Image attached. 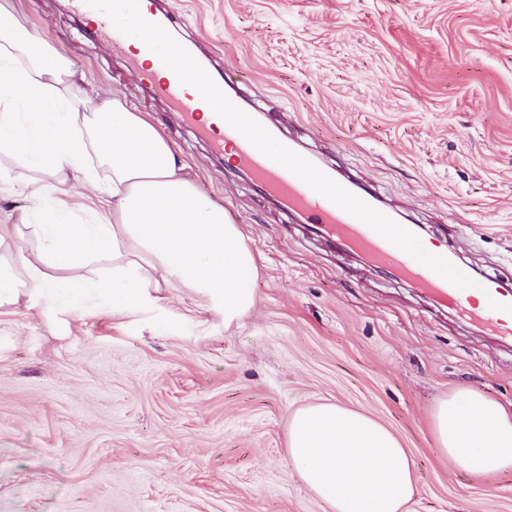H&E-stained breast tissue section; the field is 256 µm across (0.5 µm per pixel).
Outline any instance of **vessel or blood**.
<instances>
[{
	"instance_id": "vessel-or-blood-1",
	"label": "vessel or blood",
	"mask_w": 512,
	"mask_h": 512,
	"mask_svg": "<svg viewBox=\"0 0 512 512\" xmlns=\"http://www.w3.org/2000/svg\"><path fill=\"white\" fill-rule=\"evenodd\" d=\"M70 6L76 15L90 19L112 47L124 48L131 37H138L143 52L168 74L167 80L157 85V93L199 135L210 137L213 126H220V136L212 142L214 151L234 149L239 165L267 194L283 204L287 215L305 217L316 234L334 237L342 245L365 254L375 266L389 269L403 281L439 298L461 316L500 330L498 314L512 312V292L499 288L493 278L474 277L467 266L452 261L447 252L423 251L410 226L390 230L391 217L378 206L375 191L352 192L327 176L308 155L292 151L284 142L279 149L286 155V162L272 164L244 132L241 119L245 112L233 100H226L214 125L200 124L199 116L209 97L188 92L183 77L185 66L195 64L194 55L184 52L182 64H174L168 52L152 38L155 29L175 24L174 9H159L157 0H70ZM121 12L134 18L135 27L117 22Z\"/></svg>"
}]
</instances>
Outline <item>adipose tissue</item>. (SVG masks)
Returning a JSON list of instances; mask_svg holds the SVG:
<instances>
[{
	"instance_id": "1",
	"label": "adipose tissue",
	"mask_w": 512,
	"mask_h": 512,
	"mask_svg": "<svg viewBox=\"0 0 512 512\" xmlns=\"http://www.w3.org/2000/svg\"><path fill=\"white\" fill-rule=\"evenodd\" d=\"M67 58L0 0V151L32 169L70 170L101 194L92 224L42 212L46 250L18 252L24 277L0 273V302L21 293L81 310L89 295L129 310L153 303L158 284L202 297L225 323L255 305L256 259L223 208L180 175L181 161L160 129L116 95L73 94ZM112 256L111 276L58 286L55 269ZM439 450L477 475L512 473V413L482 395H449L433 414ZM288 454L306 488L331 512H402L414 493L413 462L396 437L369 417L333 404L297 411Z\"/></svg>"
}]
</instances>
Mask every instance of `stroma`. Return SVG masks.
I'll return each instance as SVG.
<instances>
[{
	"label": "stroma",
	"mask_w": 512,
	"mask_h": 512,
	"mask_svg": "<svg viewBox=\"0 0 512 512\" xmlns=\"http://www.w3.org/2000/svg\"><path fill=\"white\" fill-rule=\"evenodd\" d=\"M232 87L301 149L376 189L399 221L512 287V0H173ZM87 90L154 122L183 176L244 232L256 303L225 326L186 288L124 312L0 305V512H329L288 456L293 413L333 403L387 427L414 462L408 512H512V474L437 448L438 402L467 388L512 412V344L287 218L211 154L63 0H12ZM98 202L71 174L0 153V266Z\"/></svg>",
	"instance_id": "1"
}]
</instances>
